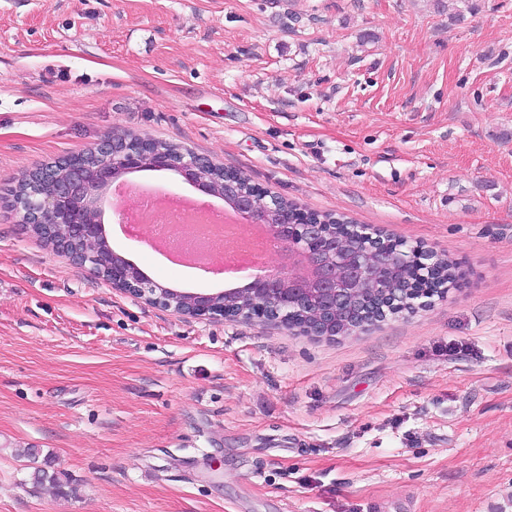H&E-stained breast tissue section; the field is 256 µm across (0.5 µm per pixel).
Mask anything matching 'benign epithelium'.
<instances>
[{
  "label": "benign epithelium",
  "mask_w": 512,
  "mask_h": 512,
  "mask_svg": "<svg viewBox=\"0 0 512 512\" xmlns=\"http://www.w3.org/2000/svg\"><path fill=\"white\" fill-rule=\"evenodd\" d=\"M149 165L172 171L205 195L215 164L190 151L167 153L157 142L131 135H108L93 146L27 172L26 196L14 201L22 224L63 225L66 237L54 253L96 271L97 256L78 250V242L95 240L103 230L102 214L110 189L99 188L93 170L109 168L112 182ZM236 172L224 170V192L219 197L243 219L267 225L276 241L281 262L257 270L242 288L216 292L184 291L189 306L172 308L165 299L169 288L144 273L131 276L128 261L117 251L107 282L135 299L173 309L179 316L202 321L238 322L258 319L310 336L347 335L382 321L391 314L411 311L433 297V289L409 290L410 296L391 294L380 275L417 255L418 275L426 281L438 276L441 259L422 245H403L384 238L370 227L363 235L373 241L369 250L349 239H336V225L323 224L311 214H290L278 197L257 187L240 189ZM249 299L242 306L238 294Z\"/></svg>",
  "instance_id": "benign-epithelium-1"
}]
</instances>
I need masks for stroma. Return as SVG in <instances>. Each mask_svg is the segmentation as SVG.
<instances>
[{
  "mask_svg": "<svg viewBox=\"0 0 512 512\" xmlns=\"http://www.w3.org/2000/svg\"><path fill=\"white\" fill-rule=\"evenodd\" d=\"M111 133L458 282L333 339L134 299L9 194ZM103 224L159 284L224 289ZM0 512H512V0H0ZM51 463L44 460L42 465L31 466L33 469L30 474V480L34 488L50 487L60 494L72 495L76 491L73 487L72 480L69 475L63 471L51 468Z\"/></svg>",
  "mask_w": 512,
  "mask_h": 512,
  "instance_id": "obj_1",
  "label": "stroma"
}]
</instances>
